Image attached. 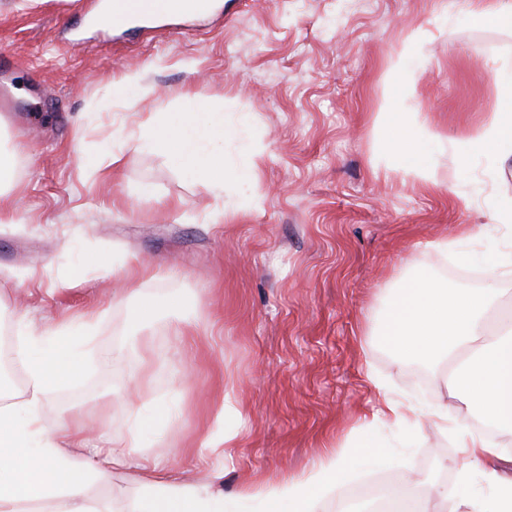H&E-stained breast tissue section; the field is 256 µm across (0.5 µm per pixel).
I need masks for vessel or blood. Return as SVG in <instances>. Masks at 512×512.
Masks as SVG:
<instances>
[{"instance_id": "1", "label": "vessel or blood", "mask_w": 512, "mask_h": 512, "mask_svg": "<svg viewBox=\"0 0 512 512\" xmlns=\"http://www.w3.org/2000/svg\"><path fill=\"white\" fill-rule=\"evenodd\" d=\"M214 7V0H112L108 20L113 28L123 29L139 20L198 18L212 12Z\"/></svg>"}]
</instances>
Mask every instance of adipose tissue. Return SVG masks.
Returning <instances> with one entry per match:
<instances>
[{"label": "adipose tissue", "mask_w": 512, "mask_h": 512, "mask_svg": "<svg viewBox=\"0 0 512 512\" xmlns=\"http://www.w3.org/2000/svg\"><path fill=\"white\" fill-rule=\"evenodd\" d=\"M497 88L496 112L465 140L467 153L490 168L512 156V77L498 79ZM382 122L384 134L397 150L398 170L423 185H433L429 155L434 133L414 129L399 112L383 113ZM226 134L223 113H211L201 123L194 113L178 112L149 132L143 144L165 155L173 167L193 171L207 189L220 191L231 181L257 180L259 170L255 161L245 169L225 166L217 145ZM485 272L489 287L472 291L427 276L400 280L384 317L381 339L405 359L435 366L455 361L454 393L468 414L491 429L512 432V324L496 330L489 327L497 311L493 285L512 276V243L497 249ZM91 325L88 319L59 323L38 334L23 324L17 331L14 353L28 364L29 388L22 397L0 402V512H110L88 489L109 480L113 468L120 466L141 476L135 512H243L251 502L258 512H316L320 499L344 485L353 456L375 459L381 454L375 444L364 441L355 450L328 454L302 474L275 482L258 478L228 495L185 480L162 467L158 458L142 455L139 436L145 424L141 421L120 447L104 452L86 448L83 423L65 418L46 426L40 404L53 383L81 373L73 339ZM37 347L46 352L39 361L31 358ZM220 411L223 435L205 438L202 445L222 449L229 459L237 446L235 423L242 415L234 381L224 385ZM425 417L453 437L460 476L484 464V475L495 489L491 500H462L463 512H512V475L492 467L503 450L490 432L471 430L461 419L449 420L443 403L431 407Z\"/></svg>", "instance_id": "adipose-tissue-1"}]
</instances>
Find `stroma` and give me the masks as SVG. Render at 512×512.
<instances>
[{"label": "stroma", "instance_id": "obj_1", "mask_svg": "<svg viewBox=\"0 0 512 512\" xmlns=\"http://www.w3.org/2000/svg\"><path fill=\"white\" fill-rule=\"evenodd\" d=\"M496 0H224L223 12L173 33L89 26L101 0H0V149L13 153L0 205V318L35 330L97 315L75 351L78 379L53 386L41 417L85 422L100 446L128 435L129 412L164 401L175 412L140 437L190 481L233 491L257 476L305 471L372 435L388 467L354 461L341 498L402 474L448 507L490 498L480 473L461 481L452 438L364 417L380 381L426 409L451 395V363L396 357L379 340L403 276L464 287V265L429 249L460 224L480 235L466 250L499 246L489 195H512V160L488 170L464 146L495 110V76L512 75V26L473 21ZM425 38L413 80L391 60L412 32ZM125 99L113 86L133 68ZM237 128L224 163L251 162L257 182L207 190L197 176L142 148L147 132L191 101ZM401 112L441 137L435 187L397 169L377 116ZM258 205H251V196ZM142 264L146 277L118 286ZM153 309L140 324L139 307ZM238 385L242 417L231 461L204 455L224 377ZM137 475L119 469L94 497L130 512Z\"/></svg>", "mask_w": 512, "mask_h": 512}]
</instances>
